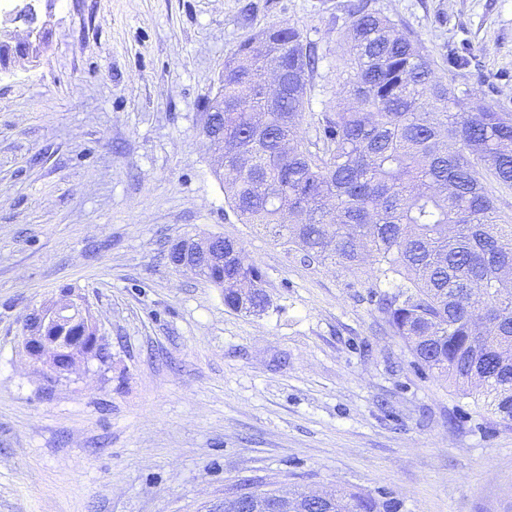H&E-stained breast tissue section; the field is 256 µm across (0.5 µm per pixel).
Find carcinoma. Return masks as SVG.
I'll return each instance as SVG.
<instances>
[{"instance_id": "carcinoma-1", "label": "carcinoma", "mask_w": 512, "mask_h": 512, "mask_svg": "<svg viewBox=\"0 0 512 512\" xmlns=\"http://www.w3.org/2000/svg\"><path fill=\"white\" fill-rule=\"evenodd\" d=\"M349 56L336 97L298 136L321 57L294 25L269 26L224 61L208 98L210 149L224 155V198L243 224L309 263L373 279L370 299L422 367L512 421V219L487 178L512 188V113L436 77L434 60L370 0H349ZM450 73L470 53L448 50ZM286 78L269 104L262 75ZM224 263L194 275L224 288V305L266 310L259 268L216 236ZM326 512H393L395 504L336 489Z\"/></svg>"}]
</instances>
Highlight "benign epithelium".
<instances>
[{"label": "benign epithelium", "mask_w": 512, "mask_h": 512, "mask_svg": "<svg viewBox=\"0 0 512 512\" xmlns=\"http://www.w3.org/2000/svg\"><path fill=\"white\" fill-rule=\"evenodd\" d=\"M15 6L0 16V39L9 38L8 24L17 19L36 20L38 0H13ZM212 261V253L196 247V241L184 240L171 251L170 261L177 269L190 267L192 260ZM21 349L34 364L42 367L48 380L69 377L77 363L97 358L106 346L99 326L94 321L87 298L64 291L57 300H48L32 308L23 326Z\"/></svg>", "instance_id": "obj_1"}]
</instances>
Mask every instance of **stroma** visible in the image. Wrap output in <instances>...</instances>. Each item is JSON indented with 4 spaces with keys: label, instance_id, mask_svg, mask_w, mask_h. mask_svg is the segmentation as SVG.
<instances>
[{
    "label": "stroma",
    "instance_id": "35a3bbf8",
    "mask_svg": "<svg viewBox=\"0 0 512 512\" xmlns=\"http://www.w3.org/2000/svg\"><path fill=\"white\" fill-rule=\"evenodd\" d=\"M347 0H51L0 66V512H224V493L332 488L398 512H512V427L422 368L366 277L238 221L199 133L224 60L286 22L324 60L300 127L335 105ZM437 75L512 112V0H372ZM475 67L452 75L448 47ZM239 242L271 305L234 311L169 261ZM71 288L107 364L47 382L19 338ZM195 240V239H194ZM194 240H184L175 245L171 251L170 261L176 269H186L190 267V260L216 261L209 249L204 246L196 247Z\"/></svg>",
    "mask_w": 512,
    "mask_h": 512
}]
</instances>
